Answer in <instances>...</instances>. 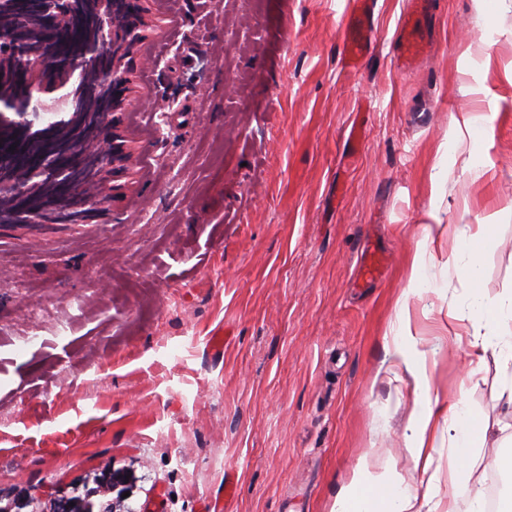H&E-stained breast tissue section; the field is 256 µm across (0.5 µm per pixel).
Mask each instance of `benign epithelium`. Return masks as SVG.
<instances>
[{"mask_svg": "<svg viewBox=\"0 0 512 512\" xmlns=\"http://www.w3.org/2000/svg\"><path fill=\"white\" fill-rule=\"evenodd\" d=\"M127 12L103 10V38L81 59L66 53L75 0H0V216L13 225L87 224L108 199L122 194L116 178L136 162L122 131V114L134 93V50L152 27L144 0H127ZM96 69L117 90L114 112L67 111L51 104L74 99L78 75ZM90 158L98 181L72 189V173ZM99 490L60 499L53 512H116L111 502L94 509Z\"/></svg>", "mask_w": 512, "mask_h": 512, "instance_id": "obj_1", "label": "benign epithelium"}]
</instances>
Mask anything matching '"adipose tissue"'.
<instances>
[{"label": "adipose tissue", "mask_w": 512, "mask_h": 512, "mask_svg": "<svg viewBox=\"0 0 512 512\" xmlns=\"http://www.w3.org/2000/svg\"><path fill=\"white\" fill-rule=\"evenodd\" d=\"M461 245L466 260L459 266L457 273L474 287L468 319L476 332L470 345L485 351L497 347L501 340L500 310L485 302L478 286L481 261L479 240L472 236L465 237ZM399 331V336L393 339L394 349L419 397L413 423L415 433L410 445L414 463L424 470L430 468L433 462L434 431L439 419H447L449 430L455 433L456 448L449 463L448 480L456 482L470 474L473 461L469 448L473 441L484 439L490 427L488 423L469 415L461 404L448 406L429 398L431 383L427 374L426 356L423 352L405 346V338L411 335L408 320H401ZM353 472V480L338 496L333 512H421L417 497L403 488L400 476L393 469L373 472L367 459L362 457L355 462Z\"/></svg>", "instance_id": "obj_1"}]
</instances>
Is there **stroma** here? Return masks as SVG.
Masks as SVG:
<instances>
[{
	"instance_id": "35a3bbf8",
	"label": "stroma",
	"mask_w": 512,
	"mask_h": 512,
	"mask_svg": "<svg viewBox=\"0 0 512 512\" xmlns=\"http://www.w3.org/2000/svg\"><path fill=\"white\" fill-rule=\"evenodd\" d=\"M373 2L376 42L349 70L351 0H146L123 196L91 224L0 227V497L51 512L126 470L135 512L207 497L331 512L364 456L401 473L422 512H446L500 478L512 348L466 378L453 229L493 225L481 286L490 304L512 297V0H433L409 71L393 57L408 0ZM460 112L479 118L462 147ZM431 210L437 246L420 242ZM415 258L431 392L492 428L453 488L447 422L429 471L406 448L412 385L392 338Z\"/></svg>"
}]
</instances>
